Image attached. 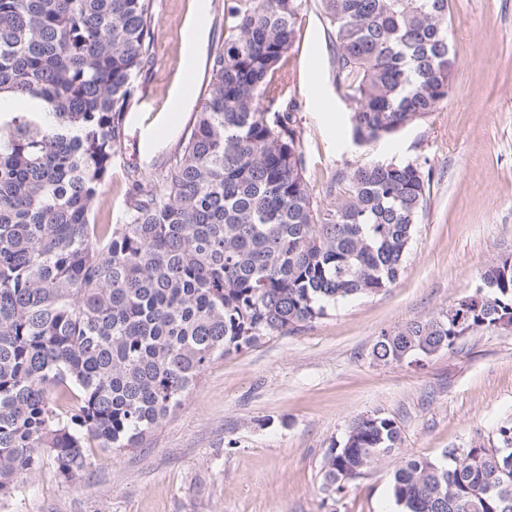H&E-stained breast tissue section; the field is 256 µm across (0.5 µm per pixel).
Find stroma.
<instances>
[{
	"label": "stroma",
	"instance_id": "stroma-1",
	"mask_svg": "<svg viewBox=\"0 0 512 512\" xmlns=\"http://www.w3.org/2000/svg\"><path fill=\"white\" fill-rule=\"evenodd\" d=\"M229 0H154V59L127 103L102 219L127 207L131 181L167 169L190 130L224 42ZM320 0H307L284 70L305 176L319 206L340 171L416 162L432 180L405 268L388 288L342 302L300 331L215 360L136 448L88 449L74 480L52 464L25 475L0 512H384L391 478L413 456L494 446L512 420V327L474 330L423 365H383L382 331L447 310L474 292L492 262L512 257V0H449L455 68L447 100L370 143L353 139L336 92ZM394 419L399 448L340 494L325 489L324 457L350 421Z\"/></svg>",
	"mask_w": 512,
	"mask_h": 512
}]
</instances>
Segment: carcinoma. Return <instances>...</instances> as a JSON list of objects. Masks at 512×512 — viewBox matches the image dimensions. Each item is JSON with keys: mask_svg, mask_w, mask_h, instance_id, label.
Wrapping results in <instances>:
<instances>
[{"mask_svg": "<svg viewBox=\"0 0 512 512\" xmlns=\"http://www.w3.org/2000/svg\"><path fill=\"white\" fill-rule=\"evenodd\" d=\"M306 0H231L213 79L175 161L134 180L119 222L98 212L125 135L132 79L153 60L154 0H0V499L50 458L67 480L85 448L138 446L218 358L286 336L404 268L430 174L375 163L313 200L292 112L274 79ZM336 91L356 142L423 119L448 96V0H320ZM475 329L512 325V259L482 274ZM448 313L378 336L373 359L454 347ZM397 423L354 419L325 459L335 493L399 446ZM411 458L402 512H512V421L497 446Z\"/></svg>", "mask_w": 512, "mask_h": 512, "instance_id": "carcinoma-1", "label": "carcinoma"}]
</instances>
